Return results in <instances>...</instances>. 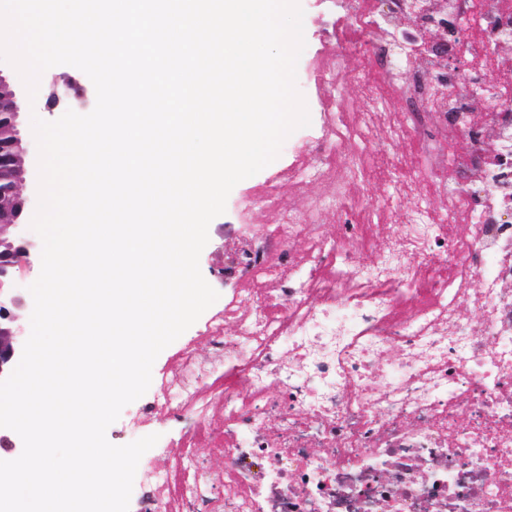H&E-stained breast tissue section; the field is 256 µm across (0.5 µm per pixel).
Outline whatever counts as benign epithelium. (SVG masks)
<instances>
[{
  "label": "benign epithelium",
  "instance_id": "obj_1",
  "mask_svg": "<svg viewBox=\"0 0 512 512\" xmlns=\"http://www.w3.org/2000/svg\"><path fill=\"white\" fill-rule=\"evenodd\" d=\"M0 87L7 92L0 95V117H9L8 139L0 138V197L11 192L10 181L25 183L27 170L25 160L28 155L17 128L18 106L15 92L0 74ZM32 244L12 235V241L5 249L0 248V380L9 376L13 365L21 355L22 347L19 332L15 325L16 311L26 305L25 296L12 287L14 268L18 260L30 253Z\"/></svg>",
  "mask_w": 512,
  "mask_h": 512
}]
</instances>
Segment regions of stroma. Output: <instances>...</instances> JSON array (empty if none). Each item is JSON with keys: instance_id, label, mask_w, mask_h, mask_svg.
I'll return each instance as SVG.
<instances>
[{"instance_id": "stroma-1", "label": "stroma", "mask_w": 512, "mask_h": 512, "mask_svg": "<svg viewBox=\"0 0 512 512\" xmlns=\"http://www.w3.org/2000/svg\"><path fill=\"white\" fill-rule=\"evenodd\" d=\"M0 73L12 79V88L19 107L18 124L22 137L29 142L28 175L24 194L27 206L24 211L20 233L29 240L37 235L30 228L38 202V151L32 146L34 135L31 127L32 116L46 121L61 117L66 110L91 112L96 103V91L88 76L81 70L59 65L48 69L42 78L36 99H29L24 85L15 82V69L9 64L0 65ZM350 148H363L365 176L356 181L350 196L354 202L351 211L336 216H325L324 230L335 234L340 224H380L382 235L371 239L369 244L351 240L350 246L362 264L375 261L386 249L390 235L397 225L405 223L411 199H422L425 207L432 212L443 211L448 200L445 196L431 193L425 185L414 184L404 187L395 175L394 160L400 159L415 164L423 158L412 141L382 139L373 145L364 147L359 141L349 143ZM305 143L300 132H293L284 142L279 156L257 174L239 182L231 191L224 214L216 217L209 225V241L201 252L200 270L208 284L216 291H223L225 281L231 272L224 263L225 257L241 249L244 242L261 246L263 228L278 223L282 211L297 207L299 200L289 193H282L280 208L276 211H261L254 214L244 212L242 203L257 187L272 184L277 173L287 166L293 153L304 151ZM204 320H197L179 338L166 347L155 360L152 367V380L144 401H152L158 394L157 384L163 375L169 372L178 354L185 349L192 350L200 361H207L210 353L206 338L203 336Z\"/></svg>"}]
</instances>
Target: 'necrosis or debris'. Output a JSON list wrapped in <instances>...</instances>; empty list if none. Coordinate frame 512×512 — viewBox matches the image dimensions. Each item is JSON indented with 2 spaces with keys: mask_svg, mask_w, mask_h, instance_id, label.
Segmentation results:
<instances>
[{
  "mask_svg": "<svg viewBox=\"0 0 512 512\" xmlns=\"http://www.w3.org/2000/svg\"><path fill=\"white\" fill-rule=\"evenodd\" d=\"M394 2L415 29L389 27L377 0H319L333 19L311 58L325 89L319 118L304 129L306 153L245 206L275 208L282 189L309 182L322 191L266 227V246L232 256L250 276L230 283L229 303L205 325L210 359L181 353L123 433L131 442L144 421L174 420L182 447L204 439L219 450L227 478L215 485L204 462L183 456L179 469L150 470L133 488L137 512H512V291L502 287L512 282V112L492 105L512 92V66L493 51L512 40V0ZM464 10L474 16L467 29L454 25ZM431 28L463 48L467 80L440 51L423 50L419 33ZM355 55L385 88L363 142L383 126L411 139L425 163L399 172L450 200L443 213L416 211L367 267L346 248L362 226L337 225L329 238L322 224L346 208L348 185L364 173L336 126ZM470 81L484 83L483 97L468 94ZM486 126L498 131V149L478 162ZM438 127L465 135L472 155L431 156ZM460 223L467 234L456 235ZM301 237L302 253L293 248ZM445 268L482 289L448 292ZM228 320L238 335H225ZM212 379L223 383L216 423L195 406Z\"/></svg>",
  "mask_w": 512,
  "mask_h": 512,
  "instance_id": "necrosis-or-debris-1",
  "label": "necrosis or debris"
}]
</instances>
